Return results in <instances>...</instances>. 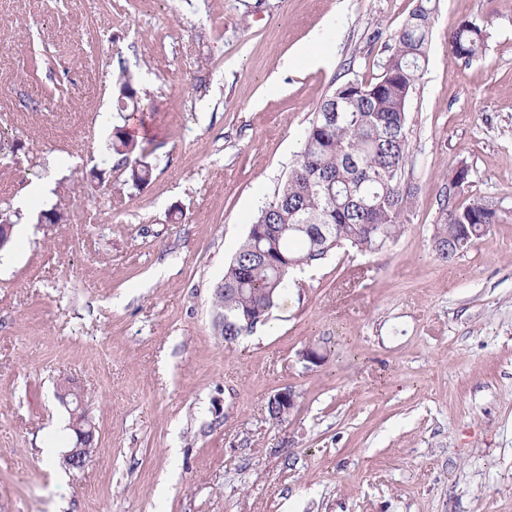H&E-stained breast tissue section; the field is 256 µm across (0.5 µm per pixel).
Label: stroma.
Here are the masks:
<instances>
[{
  "label": "stroma",
  "instance_id": "1",
  "mask_svg": "<svg viewBox=\"0 0 512 512\" xmlns=\"http://www.w3.org/2000/svg\"><path fill=\"white\" fill-rule=\"evenodd\" d=\"M436 4L402 236L331 251L228 348L225 266L318 103L376 77L414 0H0V210L20 215L0 252V512H512V220L450 263L431 245L457 166V204L512 210V0ZM468 20L486 37L465 61L447 42ZM123 69L156 165L141 187L108 149ZM56 197L64 220L39 223ZM64 377L96 427L81 469L43 463L72 443ZM295 392L291 388L288 390H283L272 397H270V400H272L273 403H279L281 405H285L284 407H279L277 409H272L269 399L266 403V413L269 420L275 423H281L282 421H285L287 418L289 412L292 407L295 404Z\"/></svg>",
  "mask_w": 512,
  "mask_h": 512
}]
</instances>
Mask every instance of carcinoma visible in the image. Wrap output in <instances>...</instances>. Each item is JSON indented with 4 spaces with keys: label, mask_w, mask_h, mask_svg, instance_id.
Here are the masks:
<instances>
[{
    "label": "carcinoma",
    "mask_w": 512,
    "mask_h": 512,
    "mask_svg": "<svg viewBox=\"0 0 512 512\" xmlns=\"http://www.w3.org/2000/svg\"><path fill=\"white\" fill-rule=\"evenodd\" d=\"M435 11L433 0H416L394 33L378 77L340 83L315 109L288 178L258 210L214 291V327L225 347L269 321L291 287L292 270L325 259L334 248L377 253L398 240L415 195L402 178L408 161L406 105L428 61ZM483 33L474 22L457 24L448 36L451 53L465 60L482 55ZM117 82L115 110L131 120L140 109L138 90L124 69ZM112 151L125 163V183L139 187L151 181L155 165L121 127L113 132ZM463 184L454 172L433 225L434 252L444 262L504 219L481 201L454 206Z\"/></svg>",
    "instance_id": "obj_1"
}]
</instances>
